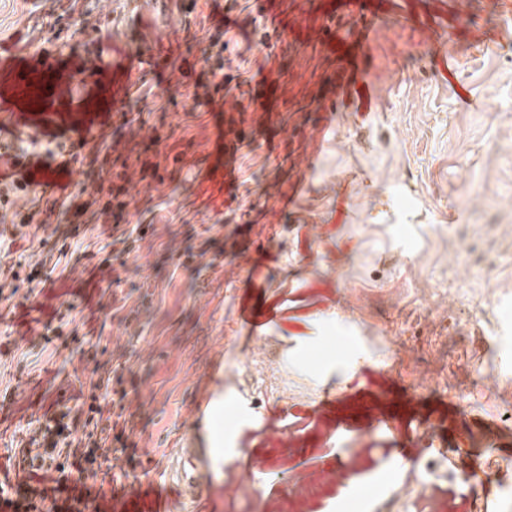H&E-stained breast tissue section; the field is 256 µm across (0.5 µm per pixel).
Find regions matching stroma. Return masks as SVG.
<instances>
[{"instance_id": "obj_1", "label": "stroma", "mask_w": 512, "mask_h": 512, "mask_svg": "<svg viewBox=\"0 0 512 512\" xmlns=\"http://www.w3.org/2000/svg\"><path fill=\"white\" fill-rule=\"evenodd\" d=\"M271 13L288 73L253 115L259 137L242 150L240 213L228 224L204 184L214 161L210 116L224 101L193 108L178 83L223 19L224 0H0V59L47 55L63 90L54 106L17 124L41 141L60 134L78 142V127L95 118L92 105L109 97L107 73L87 78L76 69L85 47L122 64L138 44L165 57L167 70L163 87H128L133 113L160 126L155 138L102 125L94 136L121 140L122 163L90 165L82 148L75 181L59 170L52 191L10 194L18 208L39 198L40 237L76 224L81 247L35 290L20 286L29 314L0 317V336L12 340L0 355V470L17 481L12 438H25L28 421L76 393L101 363L122 377L127 448L155 473L148 492L168 499L169 512H276L296 474L331 470L356 451L363 465L342 485L297 501L296 512H336L371 492L386 497L429 423L448 461L449 491L481 512H505L497 479L499 463L512 459V39L493 37L496 0H378L364 16L338 0H275ZM331 13L343 55L321 41ZM86 20L92 29L79 34ZM175 28L189 35L172 44ZM445 49L457 51L479 108L457 102ZM362 71L375 84L368 99L352 87ZM331 93L341 104L333 135L321 140L314 129ZM145 163L159 177L129 187L121 220L98 212L106 192L86 213L54 211V200L81 204L85 184L112 185L121 170ZM136 224L149 230L126 255L120 283L90 278L92 253ZM244 251L248 269L236 262ZM116 295L125 300L118 311ZM443 296L453 314L439 307ZM65 302L74 306L72 325L44 341L41 330L59 327L53 313ZM250 323L261 324L265 356L296 386V399L248 383ZM393 336L446 338V354L407 357L400 376H387ZM91 338L105 354L71 360ZM442 366L456 390L416 388ZM271 426L288 431V446L260 439ZM183 448L206 455L194 499L174 479ZM256 455L279 461L256 475L263 498L236 497V478ZM365 474L372 482L359 483Z\"/></svg>"}]
</instances>
